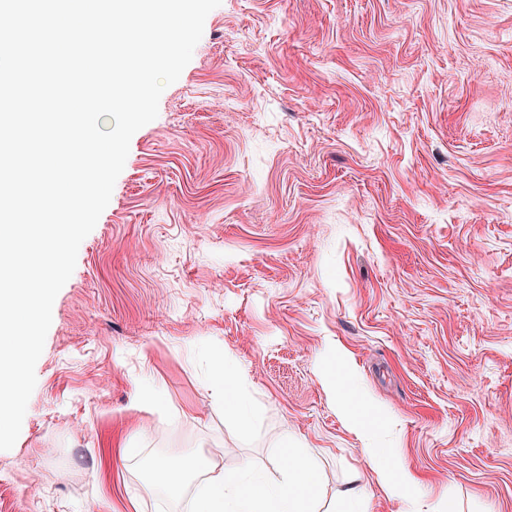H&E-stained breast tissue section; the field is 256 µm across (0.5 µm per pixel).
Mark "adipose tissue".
Returning <instances> with one entry per match:
<instances>
[{
  "label": "adipose tissue",
  "mask_w": 512,
  "mask_h": 512,
  "mask_svg": "<svg viewBox=\"0 0 512 512\" xmlns=\"http://www.w3.org/2000/svg\"><path fill=\"white\" fill-rule=\"evenodd\" d=\"M348 352L337 348L341 372L327 386L336 408L357 435H365L369 400L355 381V369L347 362ZM212 395L225 418L239 430L248 431L257 419V409L249 393L247 375L238 364L223 355L214 356L211 374ZM286 464L279 480H268L251 464L233 470L217 469L201 454L173 457L155 456L150 487L174 496L181 495L187 482L201 479L202 486L192 502V512H318L320 473L312 455L286 446Z\"/></svg>",
  "instance_id": "1"
}]
</instances>
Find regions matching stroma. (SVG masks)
<instances>
[{
  "label": "stroma",
  "mask_w": 512,
  "mask_h": 512,
  "mask_svg": "<svg viewBox=\"0 0 512 512\" xmlns=\"http://www.w3.org/2000/svg\"><path fill=\"white\" fill-rule=\"evenodd\" d=\"M331 344L376 410L348 429ZM251 381L248 434L207 385ZM0 512H190L141 464H321L323 512H512V0H222L55 298ZM144 390L155 407L137 404ZM425 480L376 484L364 442Z\"/></svg>",
  "instance_id": "obj_1"
}]
</instances>
